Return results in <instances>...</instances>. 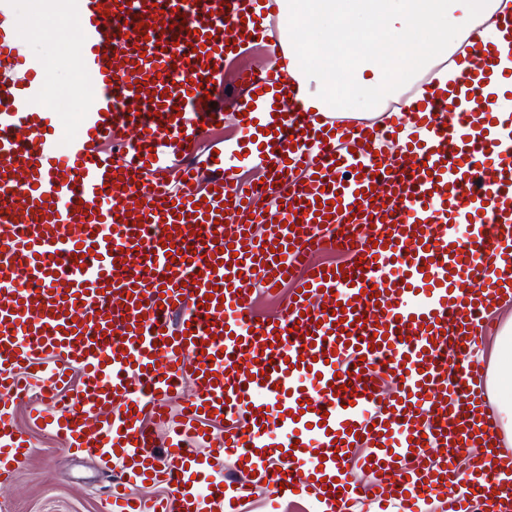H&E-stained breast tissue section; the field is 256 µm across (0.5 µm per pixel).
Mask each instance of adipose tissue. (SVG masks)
<instances>
[{
	"label": "adipose tissue",
	"mask_w": 512,
	"mask_h": 512,
	"mask_svg": "<svg viewBox=\"0 0 512 512\" xmlns=\"http://www.w3.org/2000/svg\"><path fill=\"white\" fill-rule=\"evenodd\" d=\"M511 11L512 0H280L289 74L303 83L308 108L340 117L356 105L382 107L426 73L435 89H451L459 72L446 63L450 38L498 37L495 19ZM498 39L503 58H511L512 37ZM336 45L344 48L338 60L328 53ZM334 65L351 76L339 92L324 78ZM486 386L499 429L511 435L512 319L495 340Z\"/></svg>",
	"instance_id": "ef3b65f1"
}]
</instances>
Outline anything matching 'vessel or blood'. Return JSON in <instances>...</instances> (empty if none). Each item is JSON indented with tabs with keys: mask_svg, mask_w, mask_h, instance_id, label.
<instances>
[{
	"mask_svg": "<svg viewBox=\"0 0 512 512\" xmlns=\"http://www.w3.org/2000/svg\"><path fill=\"white\" fill-rule=\"evenodd\" d=\"M277 5L70 0L100 93L65 142L39 105L44 66L0 8V482L32 453L14 414L46 373L55 409L33 417L64 452L112 464V512H243L261 490L338 512H512V456L497 457L471 358L512 301V114L484 95L512 96V71L495 39L465 41L458 84L388 112L405 140L379 155L371 126L308 112ZM257 45L271 63L242 77L235 151L261 162L263 186L234 181L220 140L177 165L224 120L207 96L224 63ZM325 248L342 262H311ZM281 285L297 297L259 317L257 287ZM203 444L235 476L212 480ZM147 483L166 494H130Z\"/></svg>",
	"mask_w": 512,
	"mask_h": 512,
	"instance_id": "1",
	"label": "vessel or blood"
}]
</instances>
